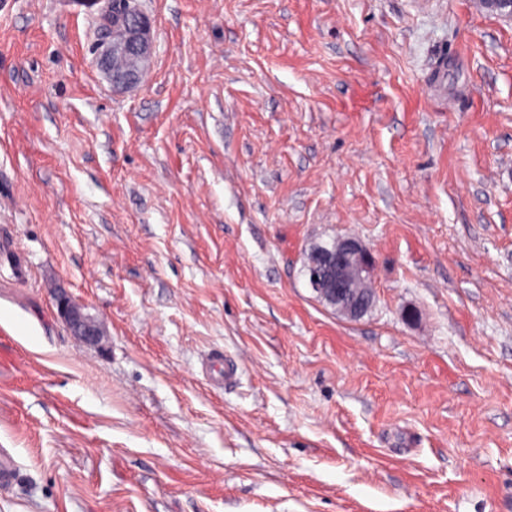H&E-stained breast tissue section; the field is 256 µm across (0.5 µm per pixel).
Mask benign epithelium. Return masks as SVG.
<instances>
[{"label": "benign epithelium", "mask_w": 512, "mask_h": 512, "mask_svg": "<svg viewBox=\"0 0 512 512\" xmlns=\"http://www.w3.org/2000/svg\"><path fill=\"white\" fill-rule=\"evenodd\" d=\"M98 64L115 89H130L140 83L154 52L152 22L137 0H124L123 20L119 27L99 41ZM373 259L356 239L340 241L336 253L319 258V270L311 275L308 286L324 295L342 296L356 283L373 273ZM60 318L71 333L87 345L99 343L101 324L64 295L56 297Z\"/></svg>", "instance_id": "7a95c632"}]
</instances>
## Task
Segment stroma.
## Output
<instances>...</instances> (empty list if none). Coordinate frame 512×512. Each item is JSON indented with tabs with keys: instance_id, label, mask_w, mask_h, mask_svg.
<instances>
[{
	"instance_id": "1",
	"label": "stroma",
	"mask_w": 512,
	"mask_h": 512,
	"mask_svg": "<svg viewBox=\"0 0 512 512\" xmlns=\"http://www.w3.org/2000/svg\"><path fill=\"white\" fill-rule=\"evenodd\" d=\"M139 5L116 91L100 0H0V512H512V19ZM348 237L356 320L304 268ZM123 20L99 41L98 64L115 89L140 83L154 52L152 22L135 0H122ZM56 307L60 318L66 323L71 333L87 345L98 344L104 331L101 324L64 295L56 297ZM209 370L213 374V379L218 384H226L236 377L238 365L231 362H225L221 354L213 355L209 360Z\"/></svg>"
}]
</instances>
